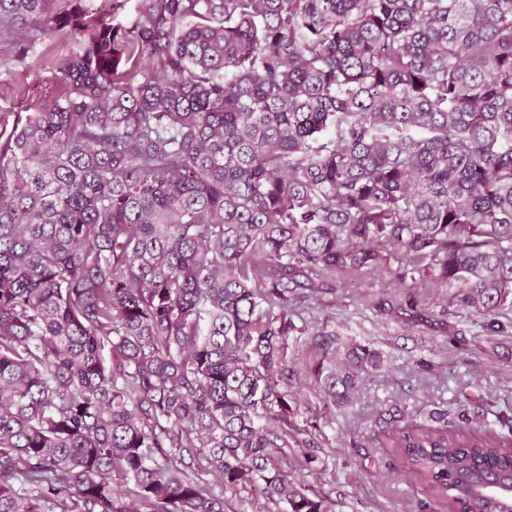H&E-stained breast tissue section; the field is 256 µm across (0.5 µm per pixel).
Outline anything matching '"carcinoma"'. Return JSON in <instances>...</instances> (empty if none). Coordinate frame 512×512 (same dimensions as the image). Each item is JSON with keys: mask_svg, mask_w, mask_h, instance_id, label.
<instances>
[{"mask_svg": "<svg viewBox=\"0 0 512 512\" xmlns=\"http://www.w3.org/2000/svg\"><path fill=\"white\" fill-rule=\"evenodd\" d=\"M59 38L0 132V512H332L284 469L289 339L329 406L384 359L299 316L317 272L401 252L512 335V0H0L15 62ZM410 415L421 512H509L512 410Z\"/></svg>", "mask_w": 512, "mask_h": 512, "instance_id": "cac0c4a2", "label": "carcinoma"}]
</instances>
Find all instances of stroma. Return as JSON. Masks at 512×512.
I'll return each instance as SVG.
<instances>
[{
    "label": "stroma",
    "mask_w": 512,
    "mask_h": 512,
    "mask_svg": "<svg viewBox=\"0 0 512 512\" xmlns=\"http://www.w3.org/2000/svg\"><path fill=\"white\" fill-rule=\"evenodd\" d=\"M47 77L46 71L11 65L6 80L28 86L29 93L0 97V114L25 111L41 99L49 91ZM398 288L388 269L344 279L335 292L310 303L308 316L329 321L340 341L369 345L384 356L383 369L363 377L348 405L325 407L309 370L314 349L303 336L289 343L294 419L300 428L314 426L318 460L306 467L303 449L292 448L287 469L335 501L336 512H418L425 486L396 449L384 447L378 409L398 400L424 412L437 403L455 406L465 394L512 404V336L486 335L477 315L450 309L445 290L429 285L416 289L426 310L423 321L376 312L373 300Z\"/></svg>",
    "instance_id": "stroma-1"
}]
</instances>
